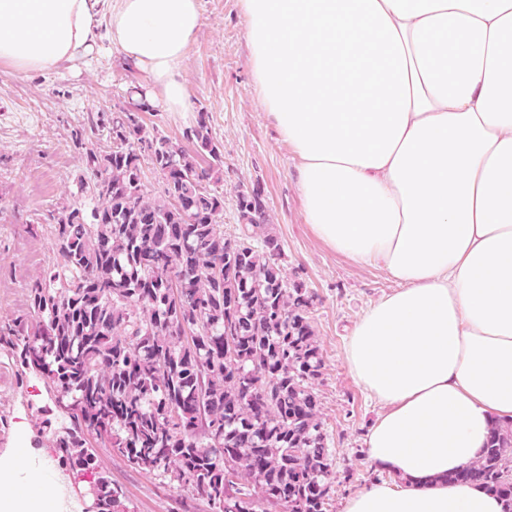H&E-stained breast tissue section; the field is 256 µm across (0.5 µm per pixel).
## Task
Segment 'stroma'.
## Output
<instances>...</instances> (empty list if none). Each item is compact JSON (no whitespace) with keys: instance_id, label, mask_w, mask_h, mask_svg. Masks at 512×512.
<instances>
[{"instance_id":"obj_1","label":"stroma","mask_w":512,"mask_h":512,"mask_svg":"<svg viewBox=\"0 0 512 512\" xmlns=\"http://www.w3.org/2000/svg\"><path fill=\"white\" fill-rule=\"evenodd\" d=\"M198 4L203 26L182 70L192 114L182 119L157 105L140 120L182 144L206 122L222 151L215 187L224 196L225 236H237L243 228L239 192L261 190L266 214L256 236L278 238L286 279L302 283L312 296L309 316L323 360L316 390L336 473L326 509L342 512L345 499L368 483L396 481L368 460L366 435L381 408L349 374L343 352L354 321L398 284L381 268L353 264L317 239L303 214L298 161L252 87L239 0ZM134 87L147 92L144 69L105 35L91 51L48 73L19 76L0 68V455L21 437L35 444L54 457L58 475L71 483L73 505L85 512H101L92 490L102 479L118 492L124 512H210L189 489L114 452L108 438L80 432L88 464L67 455L59 442L78 432L71 411L15 352L21 333L35 330L28 316L30 286L62 261L51 216L73 201L87 211L96 206V199L80 189L92 178L85 156L111 144L112 120Z\"/></svg>"}]
</instances>
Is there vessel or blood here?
Returning a JSON list of instances; mask_svg holds the SVG:
<instances>
[{
    "instance_id": "vessel-or-blood-1",
    "label": "vessel or blood",
    "mask_w": 512,
    "mask_h": 512,
    "mask_svg": "<svg viewBox=\"0 0 512 512\" xmlns=\"http://www.w3.org/2000/svg\"><path fill=\"white\" fill-rule=\"evenodd\" d=\"M9 466L16 487L28 501L30 512H55V502L45 491L55 477L52 457L36 454L26 443H18Z\"/></svg>"
}]
</instances>
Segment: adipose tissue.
I'll use <instances>...</instances> for the list:
<instances>
[{
	"instance_id": "1",
	"label": "adipose tissue",
	"mask_w": 512,
	"mask_h": 512,
	"mask_svg": "<svg viewBox=\"0 0 512 512\" xmlns=\"http://www.w3.org/2000/svg\"><path fill=\"white\" fill-rule=\"evenodd\" d=\"M100 0H0V66L49 72ZM253 85L299 161L315 236L399 284L354 322L350 375L382 408L369 461L400 479L342 512H504L446 475L512 423V0H240ZM197 0H117L110 41L187 117Z\"/></svg>"
}]
</instances>
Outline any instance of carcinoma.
I'll use <instances>...</instances> for the list:
<instances>
[{"label":"carcinoma","mask_w":512,"mask_h":512,"mask_svg":"<svg viewBox=\"0 0 512 512\" xmlns=\"http://www.w3.org/2000/svg\"><path fill=\"white\" fill-rule=\"evenodd\" d=\"M162 179L143 182V163ZM86 167L98 205L52 215L64 263L30 288L39 330L19 358L77 420L147 472L191 489L212 512H326L333 480L315 382L322 356L311 295L288 284L281 246L247 230L224 237V196L210 188L220 146L200 117L187 145L125 113ZM258 228V189L238 194ZM188 275L181 288L170 276ZM502 495L512 512V424L448 475Z\"/></svg>","instance_id":"obj_1"}]
</instances>
